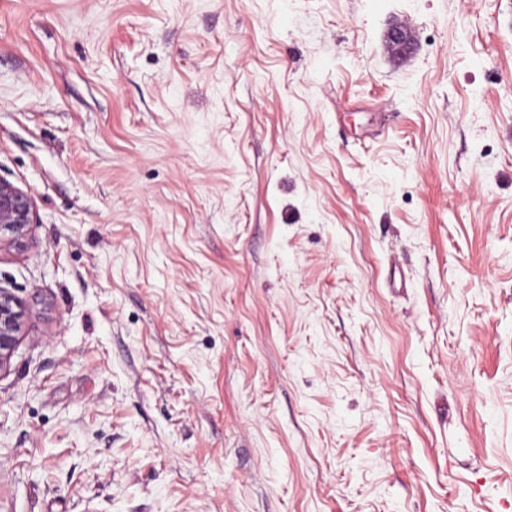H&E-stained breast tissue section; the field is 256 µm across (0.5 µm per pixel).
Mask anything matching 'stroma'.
<instances>
[{
	"instance_id": "obj_1",
	"label": "stroma",
	"mask_w": 512,
	"mask_h": 512,
	"mask_svg": "<svg viewBox=\"0 0 512 512\" xmlns=\"http://www.w3.org/2000/svg\"><path fill=\"white\" fill-rule=\"evenodd\" d=\"M0 179V512H512V0H0ZM35 218L32 198L12 183L0 179V249L4 245L23 249ZM31 313L30 304L0 289V373L7 369L17 345L25 335Z\"/></svg>"
}]
</instances>
